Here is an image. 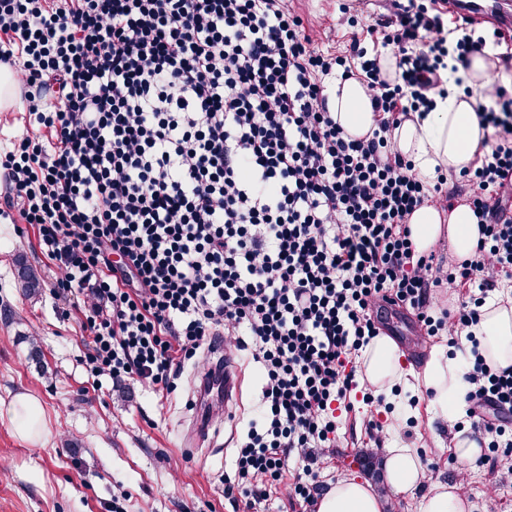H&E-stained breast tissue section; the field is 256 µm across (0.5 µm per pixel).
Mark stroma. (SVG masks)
Instances as JSON below:
<instances>
[{
  "label": "stroma",
  "instance_id": "obj_1",
  "mask_svg": "<svg viewBox=\"0 0 512 512\" xmlns=\"http://www.w3.org/2000/svg\"><path fill=\"white\" fill-rule=\"evenodd\" d=\"M341 2L288 0L320 50L336 51L355 36L372 46L370 30L383 11L379 0H369L352 27L337 23ZM20 256L41 277L38 296H26L17 283ZM52 282L37 227L18 216L0 222V403L22 393L34 397L46 431L34 444L0 418V512H112L116 506L123 512H236L221 480L232 469L236 443L258 414L262 379L249 354H236L244 378L234 418L216 417L200 451L187 453L184 439L195 433L189 401L202 365H185L180 388L170 395L92 377L84 362L89 339L81 329V310L76 302L56 299ZM33 344L41 349V362L29 358ZM439 349L456 352L447 337L438 336L426 353L406 356L412 377L381 403L363 402V380L336 401L337 446L318 467L319 484L352 474L358 464L361 478L375 480L377 492H384L378 475L388 446L414 448L433 480L457 478L451 437L467 417L444 420L423 379L430 352ZM374 423L383 427L376 440L369 431ZM228 433L234 446L224 444ZM462 493L472 512H512V471L473 464Z\"/></svg>",
  "mask_w": 512,
  "mask_h": 512
}]
</instances>
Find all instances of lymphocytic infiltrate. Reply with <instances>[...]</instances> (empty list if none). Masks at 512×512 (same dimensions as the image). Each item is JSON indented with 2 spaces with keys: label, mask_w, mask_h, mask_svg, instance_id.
Wrapping results in <instances>:
<instances>
[{
  "label": "lymphocytic infiltrate",
  "mask_w": 512,
  "mask_h": 512,
  "mask_svg": "<svg viewBox=\"0 0 512 512\" xmlns=\"http://www.w3.org/2000/svg\"><path fill=\"white\" fill-rule=\"evenodd\" d=\"M380 48L316 49L287 0H0V64L27 120L0 158V216L37 226L76 299L94 376L174 392L204 345L250 350L258 418L224 497L267 512L272 489L309 503L336 445L332 405L379 333L382 303L426 336H470L493 280L512 273V93L477 116L487 148L459 181L481 237L474 259L417 252V208L454 207L446 173L423 181L388 134L434 107L448 64L488 46L427 0H387ZM361 77L377 129L349 136L324 76ZM464 287L456 309L438 288ZM470 407L512 412V371L475 359ZM301 478L284 483L288 464Z\"/></svg>",
  "instance_id": "f902f5d3"
}]
</instances>
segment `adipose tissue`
Segmentation results:
<instances>
[{
  "label": "adipose tissue",
  "instance_id": "adipose-tissue-1",
  "mask_svg": "<svg viewBox=\"0 0 512 512\" xmlns=\"http://www.w3.org/2000/svg\"><path fill=\"white\" fill-rule=\"evenodd\" d=\"M459 75L474 93L494 80L489 61L479 54L471 57L468 68L460 70ZM326 86L329 108L349 135L360 137L375 128L378 115L361 81L336 77L327 81ZM474 93L467 96L449 90L447 97L436 98L432 112L394 130L393 150L412 160L420 178L433 179L440 169L460 171L482 155L485 131L476 114ZM410 225L418 251H428L445 238L461 260L473 256L480 237L477 219L464 204L446 216L435 208L420 207L413 213ZM472 333L474 338L464 343L463 353L452 357L445 351H435L425 366L424 384L433 392L446 417L461 410L471 388L466 378V356L476 353L490 365L512 366L511 307L489 302ZM359 365L368 382L382 391L403 372L396 344L382 335L373 337L363 347ZM2 417L7 418L24 439H38L44 434L40 405L29 395H17L7 409H0ZM384 470L389 498L404 497L425 485L429 491L422 512H468L460 483L430 482L425 465L413 449H385ZM386 500L374 491L368 480L340 476L316 499L314 512H383Z\"/></svg>",
  "mask_w": 512,
  "mask_h": 512
}]
</instances>
